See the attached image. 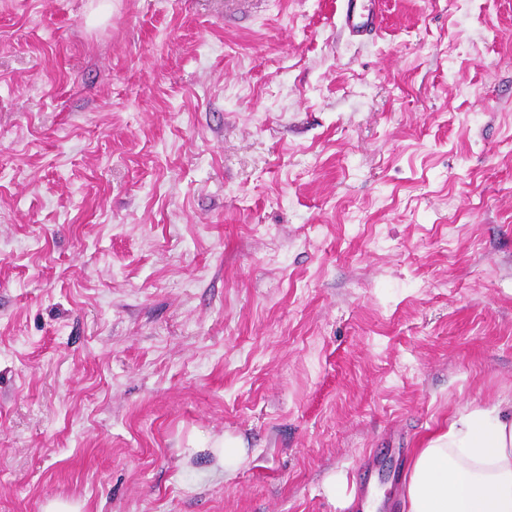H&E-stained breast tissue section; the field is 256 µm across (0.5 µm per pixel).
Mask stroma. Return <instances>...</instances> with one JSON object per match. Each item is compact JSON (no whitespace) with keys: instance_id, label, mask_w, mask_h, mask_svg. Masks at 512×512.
<instances>
[{"instance_id":"obj_1","label":"stroma","mask_w":512,"mask_h":512,"mask_svg":"<svg viewBox=\"0 0 512 512\" xmlns=\"http://www.w3.org/2000/svg\"><path fill=\"white\" fill-rule=\"evenodd\" d=\"M101 2L0 0V512H401L512 397V0ZM375 1L342 0L339 11L341 28L358 38L376 34L381 28L382 18ZM209 449L217 457V465L226 471H231L240 466L247 456V448L239 436L225 435L215 441Z\"/></svg>"}]
</instances>
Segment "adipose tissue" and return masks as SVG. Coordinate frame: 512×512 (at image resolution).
<instances>
[{
	"label": "adipose tissue",
	"mask_w": 512,
	"mask_h": 512,
	"mask_svg": "<svg viewBox=\"0 0 512 512\" xmlns=\"http://www.w3.org/2000/svg\"><path fill=\"white\" fill-rule=\"evenodd\" d=\"M402 512H512V399L452 417L425 441Z\"/></svg>",
	"instance_id": "obj_1"
}]
</instances>
